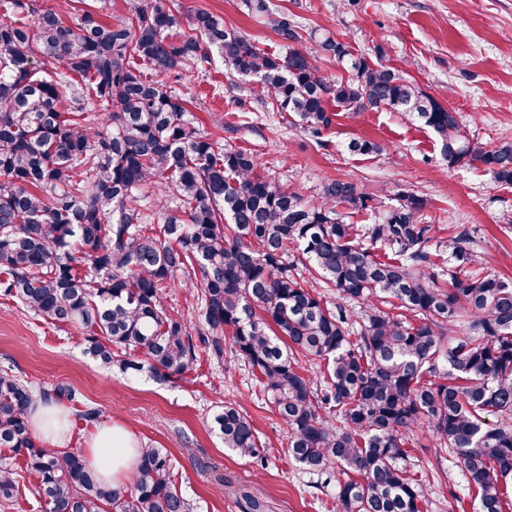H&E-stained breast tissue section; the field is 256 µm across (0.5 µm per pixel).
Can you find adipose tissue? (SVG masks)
I'll list each match as a JSON object with an SVG mask.
<instances>
[{
  "label": "adipose tissue",
  "mask_w": 512,
  "mask_h": 512,
  "mask_svg": "<svg viewBox=\"0 0 512 512\" xmlns=\"http://www.w3.org/2000/svg\"><path fill=\"white\" fill-rule=\"evenodd\" d=\"M31 423L35 433L52 444L61 446L69 440L68 413L61 406L37 404L31 411ZM139 455L140 445L135 435L112 423L99 426L84 450L87 464L114 487L129 484Z\"/></svg>",
  "instance_id": "adipose-tissue-1"
}]
</instances>
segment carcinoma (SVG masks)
Instances as JSON below:
<instances>
[{
	"mask_svg": "<svg viewBox=\"0 0 512 512\" xmlns=\"http://www.w3.org/2000/svg\"><path fill=\"white\" fill-rule=\"evenodd\" d=\"M0 0V289L53 323L85 331L84 353L107 368L163 383L201 355L224 356V336L254 373L288 431V458L336 482V512H423L409 463L414 428L455 457L475 493L473 512H503L512 482V278L480 273L471 233L436 238L426 199L407 191L387 208L351 181L332 179L306 202L261 171L253 152L194 125L164 78L205 71L213 57L255 76L271 112L319 138L328 104L346 112H406L431 129L450 167L482 168L512 187V142L475 143L455 113L402 70L309 34L271 0H242L282 40L263 52L204 9L178 32L175 0H125L115 23L59 0ZM328 57L347 75L323 73ZM82 82L85 92L71 88ZM104 112L88 133L86 114ZM175 201L159 228L138 197L148 184ZM342 208L368 210L350 224ZM388 251L385 259L375 253ZM325 288L361 305L328 304L288 264V251ZM186 274L204 324L169 314L164 292ZM360 323L356 338L350 327ZM463 324L464 334L449 332ZM327 361L317 385L301 360ZM80 402L69 385L35 393L0 373V503L29 489L43 512H192L164 448L142 449L129 485L100 480L78 450L33 434L37 400ZM224 447L253 463L266 450L247 416L224 403L212 416Z\"/></svg>",
	"mask_w": 512,
	"mask_h": 512,
	"instance_id": "carcinoma-1",
	"label": "carcinoma"
}]
</instances>
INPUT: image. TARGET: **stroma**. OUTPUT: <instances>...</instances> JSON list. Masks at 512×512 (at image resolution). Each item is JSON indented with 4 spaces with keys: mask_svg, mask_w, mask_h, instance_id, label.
<instances>
[{
    "mask_svg": "<svg viewBox=\"0 0 512 512\" xmlns=\"http://www.w3.org/2000/svg\"><path fill=\"white\" fill-rule=\"evenodd\" d=\"M297 21L301 35L318 31L348 43L352 52L382 46L384 62L455 112L475 141L512 140V0H274ZM181 13L206 9L226 26L278 54L283 42L245 14L241 0H178ZM199 130L257 154L263 172L315 200L322 184L346 178L360 191L390 202L405 189L423 196L422 220L440 237L470 230L482 252V271L512 277V230L500 227L512 211V187L480 169L448 167L436 135L407 114L369 110L338 113L324 143L290 116L265 111L257 79L229 71L186 72L178 84ZM361 138L379 153H349ZM0 370L34 390L59 384L77 389L101 412V423L133 432L141 446L167 449L176 482L193 512H245L244 492L264 497L268 512H328L334 490L290 462L287 428L273 414L255 377L232 354L202 359L186 378L158 384L106 369L83 352L81 329L57 326L0 295ZM238 404L266 448L265 465L228 451L209 428L220 402ZM411 461L427 481V512H472L457 467L426 431L413 429Z\"/></svg>",
    "mask_w": 512,
    "mask_h": 512,
    "instance_id": "35a3bbf8",
    "label": "stroma"
}]
</instances>
